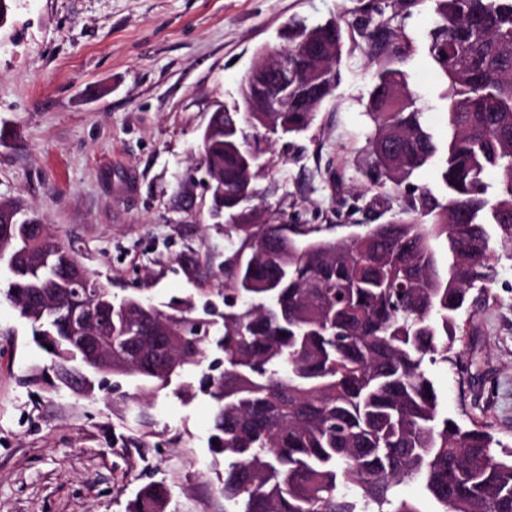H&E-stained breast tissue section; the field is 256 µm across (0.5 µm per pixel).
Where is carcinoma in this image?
Here are the masks:
<instances>
[{"label":"carcinoma","mask_w":512,"mask_h":512,"mask_svg":"<svg viewBox=\"0 0 512 512\" xmlns=\"http://www.w3.org/2000/svg\"><path fill=\"white\" fill-rule=\"evenodd\" d=\"M435 2L428 49L447 83L445 139L427 126L401 68L399 12L365 25L376 65L366 104L370 189L410 192L391 221L332 239L253 204L271 136L308 130L334 93L343 40L335 19L288 24V71H264L272 86L310 82L294 108L264 111L246 77L243 107L216 105L203 131L211 215L240 239L224 266V368L199 382L231 512H423L399 497L407 480L420 482L436 512H512V450L497 454L484 426L444 416L425 368L427 359L448 361L461 312L496 281L493 236L512 243V0ZM246 127L265 133L249 137ZM435 162L441 197L410 184ZM37 223L0 203V297L52 365L78 368L70 309L36 300L77 273L91 277L116 374L139 383L132 403L147 420L149 397L201 365L210 327L185 303L116 297L73 246L52 235L35 241ZM170 497L147 484L126 512H168Z\"/></svg>","instance_id":"carcinoma-1"}]
</instances>
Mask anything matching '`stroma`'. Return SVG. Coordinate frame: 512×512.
I'll return each instance as SVG.
<instances>
[{
    "instance_id": "35a3bbf8",
    "label": "stroma",
    "mask_w": 512,
    "mask_h": 512,
    "mask_svg": "<svg viewBox=\"0 0 512 512\" xmlns=\"http://www.w3.org/2000/svg\"><path fill=\"white\" fill-rule=\"evenodd\" d=\"M392 0H12L0 27V202L37 213L110 279L113 294L156 303L224 304V263L237 237L213 223L199 163L217 104L233 105L266 46L295 17H342L340 78L311 127L272 147L256 202L289 224L343 239L362 223L369 182L366 114L374 68L359 23ZM433 0H411L402 49L437 135L445 84L428 54ZM499 275L462 311L455 363L428 364L445 416L486 425L512 447V247ZM50 360L10 304L0 303V512H125L147 483L172 512H224L223 456L208 446L210 399L185 367L136 425L134 380L111 376L93 396L38 380ZM137 438L123 448L116 437Z\"/></svg>"
}]
</instances>
